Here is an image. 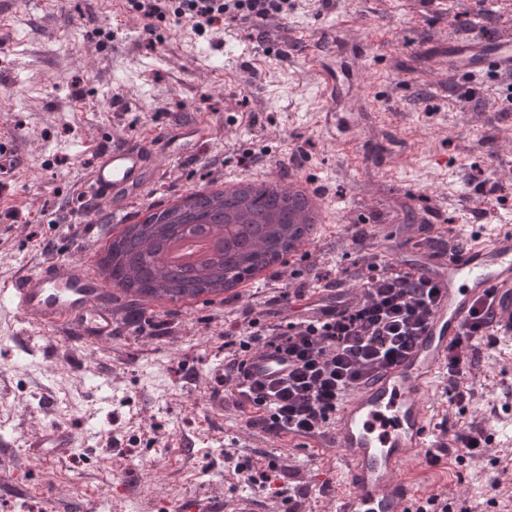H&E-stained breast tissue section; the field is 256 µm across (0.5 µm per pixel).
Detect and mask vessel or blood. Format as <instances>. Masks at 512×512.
Here are the masks:
<instances>
[{
    "label": "vessel or blood",
    "mask_w": 512,
    "mask_h": 512,
    "mask_svg": "<svg viewBox=\"0 0 512 512\" xmlns=\"http://www.w3.org/2000/svg\"><path fill=\"white\" fill-rule=\"evenodd\" d=\"M335 46V30L322 31L311 40L309 55L324 58ZM448 71L512 85V33L487 36L475 30L449 40ZM316 79L324 105L335 104L342 91L339 79L321 70ZM213 136L208 124L195 119L158 129L148 140L114 128L111 144L100 149L74 198L95 200L116 216L129 212L152 197L162 176H179L183 162L199 158ZM398 235L403 248L383 254L389 271L430 281L438 290L437 300L406 357L346 392L321 433L289 435V447L316 459L328 454L335 459L336 482L317 512H418L426 505L431 512H443L446 482L427 469L425 453L448 445V351L459 342L479 299L490 307L491 334L512 342L511 225L482 228L466 241L458 227L433 223L425 214L418 223L400 225ZM408 252L416 255V263L405 262ZM366 298L359 281L347 280L331 288H304L300 297L281 299L274 311L263 301L251 311L265 325L321 324ZM118 320L111 290L94 276L85 255L39 258L0 279L1 328L48 329L100 344L111 340ZM242 361L244 371L257 378L288 374L287 354L269 348H251ZM495 377L491 403L496 410L482 413L476 424L497 447L512 442V419L501 411L512 403L505 393L512 385V364H499ZM206 404L216 415L230 406L239 417L250 414L233 383L209 391ZM278 441V436L250 428L224 436L231 446ZM81 445L77 432L59 424L41 426L32 437L0 436V450L23 452L37 464L63 459Z\"/></svg>",
    "instance_id": "obj_1"
}]
</instances>
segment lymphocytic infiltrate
I'll return each mask as SVG.
<instances>
[{
	"instance_id": "lymphocytic-infiltrate-1",
	"label": "lymphocytic infiltrate",
	"mask_w": 512,
	"mask_h": 512,
	"mask_svg": "<svg viewBox=\"0 0 512 512\" xmlns=\"http://www.w3.org/2000/svg\"><path fill=\"white\" fill-rule=\"evenodd\" d=\"M129 10L145 19L146 32L154 21L174 17L189 21L195 32L217 21L251 29L293 10L292 0H128ZM368 301L356 311L320 326L260 325L250 320L224 358V378L237 376V356L257 344L287 353L292 369L284 380L254 381L240 394L252 405L248 425L273 435H307L319 430L335 413L341 396L376 365L402 356L424 326L436 290L424 280L381 271L370 264L365 279ZM474 356L464 347L448 354V401L465 410L471 389L467 380Z\"/></svg>"
}]
</instances>
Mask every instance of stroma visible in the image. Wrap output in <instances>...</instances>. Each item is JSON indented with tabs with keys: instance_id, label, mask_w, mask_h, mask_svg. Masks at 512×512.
<instances>
[{
	"instance_id": "stroma-1",
	"label": "stroma",
	"mask_w": 512,
	"mask_h": 512,
	"mask_svg": "<svg viewBox=\"0 0 512 512\" xmlns=\"http://www.w3.org/2000/svg\"><path fill=\"white\" fill-rule=\"evenodd\" d=\"M512 20V0H295L285 24L269 20L252 35L219 23L196 34L190 23L163 22L148 42L143 19L126 0H24L0 21L10 46L0 52V133L21 146L0 174V276L38 255L102 246L112 232L104 206H70L96 143L113 126L145 136L199 116L215 138L181 177L163 178L157 196L245 165L301 173L317 181L338 220L328 225L305 277L319 286L355 276L361 259L346 216L374 224H411L432 213L437 224L512 225V190L488 193L489 157L512 145V112L493 81L448 73V41L477 26ZM337 28L325 68L345 76L363 51L362 85L337 101L351 127L327 139L324 112L305 53L306 42ZM295 38L282 57L283 31ZM393 152L394 165L377 159ZM240 330L226 309L197 306L156 311L152 323L117 327L111 341L90 345L40 330L0 335V432L29 434L45 421L83 439L72 459L34 466L0 458V512H167L203 494L229 501L244 484L231 461L276 462L288 497L263 499L269 512H312L328 494L312 479L305 454L282 448H228L232 416L218 419L203 399ZM192 447H183V440ZM455 502L470 512H512V481L450 457L437 467Z\"/></svg>"
}]
</instances>
